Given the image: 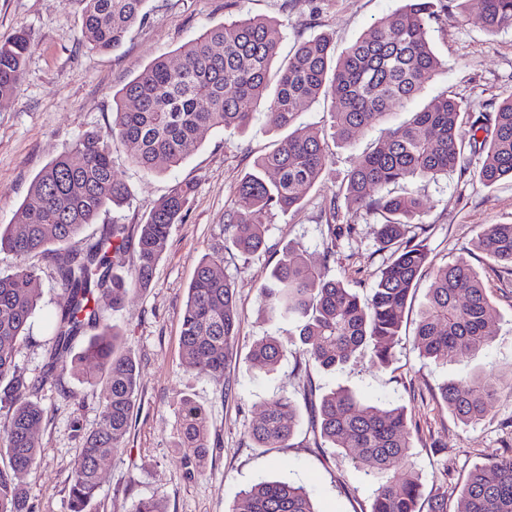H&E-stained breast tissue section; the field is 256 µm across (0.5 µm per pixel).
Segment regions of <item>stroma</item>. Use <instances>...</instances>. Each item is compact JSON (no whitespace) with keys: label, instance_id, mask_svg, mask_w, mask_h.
<instances>
[{"label":"stroma","instance_id":"1","mask_svg":"<svg viewBox=\"0 0 512 512\" xmlns=\"http://www.w3.org/2000/svg\"><path fill=\"white\" fill-rule=\"evenodd\" d=\"M449 3H434L429 35L442 68L419 101L448 92L468 111L495 112L512 96V30L489 32L480 0H471L468 12L456 20L447 14ZM399 6L400 0H149L147 18L119 48L96 52L80 40L83 0H0V40L22 29L31 42L17 92L0 99V225L13 223L46 163L85 130H108L112 98L125 84L156 58L176 59L179 48L204 29L238 16L267 17L279 21L284 47L327 33L341 53ZM381 135L377 127L347 144L327 139L322 180L306 190L299 209L269 216L267 249L253 256L234 249L224 215L254 159L283 137L270 130L263 113H256L243 131H208L185 161L160 174L148 175L132 165L125 148L114 151V171L130 193L128 205L117 213L121 223H139L176 183H192L194 196L185 222L170 230L151 288L131 294L116 312L108 297L98 299L123 334L140 385L130 434L102 463L91 512H131L137 500L150 497L162 500L165 512H230L238 492L262 477L304 485L317 512H370L372 478L311 431L314 412L304 396L309 384L321 394L345 388L370 403L405 406L418 430L412 453L422 481L425 487L447 490L450 512H459L469 470L512 447V271L476 247L483 226L512 224V180L489 187L475 181L472 173L483 160L477 153L466 154L464 170L415 179L407 187L426 204L421 237L432 263L465 260L482 280L493 305L489 347L447 364L419 355L413 337L431 284L426 272L407 305L389 367H378L361 353L343 368L323 371L291 351L269 375L246 370L244 359L257 341L272 336L287 344L297 337L294 324L269 320L258 299L260 285L285 246L302 251L325 278L343 281L359 296L369 295L391 255L379 240L381 218L362 208L346 211L354 230L338 239L334 258L327 260L323 202L338 191L353 159ZM217 248L224 251L217 273L236 285L240 320L238 358L219 384L188 368L180 350L187 288L202 255ZM35 267L42 296L16 356L18 374L29 381L45 370L49 322L66 303L53 268L42 260ZM475 370L491 374L502 393L483 421L466 427L440 405L438 387ZM106 389L104 381L88 384L69 373L40 388L38 398L48 417L36 431L41 452L25 478L32 512H68L72 466L84 433L100 423ZM280 395L294 401L299 426L289 447L266 453L247 429L259 419L263 403ZM186 397L205 409L209 432L208 454L193 475L180 447L178 412Z\"/></svg>","mask_w":512,"mask_h":512}]
</instances>
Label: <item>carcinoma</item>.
<instances>
[{"label":"carcinoma","mask_w":512,"mask_h":512,"mask_svg":"<svg viewBox=\"0 0 512 512\" xmlns=\"http://www.w3.org/2000/svg\"><path fill=\"white\" fill-rule=\"evenodd\" d=\"M81 41L92 50L121 44L127 32L146 18L148 0H83ZM403 5L367 30L338 57L332 39L316 35L297 44L276 72L280 24L249 17L225 21L179 48L178 62L160 58L141 70L114 97L107 134L82 133L69 149L34 177L14 223L0 227V252L15 258L11 272H0V384L6 383L9 416L0 420V449L9 467L0 469V512H30L25 475L36 464L40 446L34 430L48 415L37 400L18 395L26 381L16 374L20 341L29 335L41 299L33 258L48 262L67 301L50 325L47 370L41 381L65 372L88 383L106 378L101 424L84 435L69 489V512H90L99 487V469L130 431L138 395L135 360L120 352L122 334L109 323L97 297L110 296L112 310L128 295L149 288L170 229L184 223L194 194L190 183H177L136 225L137 243L126 265L130 228L114 219L99 234L82 239L83 229L102 214L121 207L127 186L115 178L112 153L123 145L130 160L147 174L181 164L212 129L244 130L260 104L267 124L288 135L253 162L237 190L236 208L224 214L234 248L255 255L265 247L266 220L274 211L301 206L302 190L319 182L326 168L321 132L294 127L298 105L320 97L330 100L336 140L356 134L405 109L438 75L441 62L428 34L432 0H402ZM484 24L494 33L512 29V0H481ZM25 31L0 41V98L12 96L29 53ZM486 117L464 114L460 103L443 95L401 123L385 129L381 141L355 157L339 192L325 201L331 230L325 257L335 254L342 208L363 207L382 218L379 238L392 249L379 271L372 294L362 300L340 280H327L303 252L285 247L259 288L261 310L271 319L297 324L298 351L326 370L347 364L368 350L380 366L389 364L399 343L403 314L421 274L432 269L422 304L414 347L438 363L472 354L490 344L492 305L480 277L464 262L431 268L425 243L409 235L422 223L424 204L413 193L389 189L416 178H434L457 170L465 151L485 155L477 171L490 186L512 179V97L495 112L493 131ZM486 136L478 138V132ZM477 248L490 260L512 269V224H490L477 237ZM224 252L203 255L181 313L180 346L188 365L221 383L228 363L237 358L239 331L236 285L214 270ZM93 334L74 355V341ZM287 348L273 337L255 343L245 358L253 375L273 371ZM443 406L464 426L482 421L499 389L486 373L445 381ZM185 456L200 466L208 448L207 416L190 398L180 407ZM298 424L297 408L286 396L265 404L248 433L270 452L288 446ZM313 426L329 447L338 449L377 480L370 512H448V494L425 491L412 460L414 429L402 407L380 408L347 389L322 395ZM463 512H512V451L474 466L462 486ZM231 512H315L302 485L259 480L241 491Z\"/></svg>","instance_id":"obj_1"}]
</instances>
